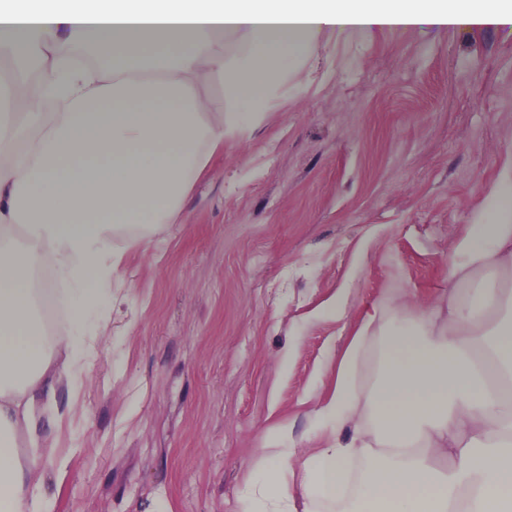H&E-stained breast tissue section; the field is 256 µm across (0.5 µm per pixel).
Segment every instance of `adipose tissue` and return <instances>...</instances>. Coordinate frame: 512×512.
<instances>
[{
  "label": "adipose tissue",
  "mask_w": 512,
  "mask_h": 512,
  "mask_svg": "<svg viewBox=\"0 0 512 512\" xmlns=\"http://www.w3.org/2000/svg\"><path fill=\"white\" fill-rule=\"evenodd\" d=\"M512 26V0H5L0 49V512H50L34 476L37 402L76 387L106 327L116 233L146 245L230 135L256 127L321 36L373 28ZM220 95L209 97L206 85ZM69 290L56 340L35 273ZM454 284L399 323L368 306L332 397L322 448L268 436L240 512H303L341 498L386 512H512V165L502 167L448 268ZM379 357V378L360 369Z\"/></svg>",
  "instance_id": "obj_1"
}]
</instances>
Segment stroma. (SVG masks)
Here are the masks:
<instances>
[{"label":"stroma","instance_id":"stroma-1","mask_svg":"<svg viewBox=\"0 0 512 512\" xmlns=\"http://www.w3.org/2000/svg\"><path fill=\"white\" fill-rule=\"evenodd\" d=\"M508 163L511 31L321 37L174 223L146 247L112 238L95 364L37 431L52 512H239L274 425L323 443L311 413L363 311L392 288L411 308L447 292Z\"/></svg>","mask_w":512,"mask_h":512}]
</instances>
